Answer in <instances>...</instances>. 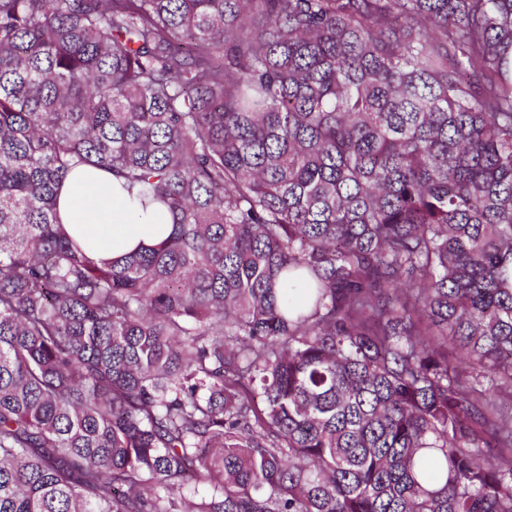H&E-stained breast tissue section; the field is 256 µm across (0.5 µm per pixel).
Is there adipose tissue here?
<instances>
[{
  "instance_id": "1",
  "label": "adipose tissue",
  "mask_w": 512,
  "mask_h": 512,
  "mask_svg": "<svg viewBox=\"0 0 512 512\" xmlns=\"http://www.w3.org/2000/svg\"><path fill=\"white\" fill-rule=\"evenodd\" d=\"M63 223L87 236L97 259H116L132 249L157 244L170 229L167 212H141L111 174L83 167L64 182L58 197Z\"/></svg>"
}]
</instances>
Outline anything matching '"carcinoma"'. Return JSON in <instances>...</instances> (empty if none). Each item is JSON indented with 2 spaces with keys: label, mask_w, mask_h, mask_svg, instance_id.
I'll return each instance as SVG.
<instances>
[{
  "label": "carcinoma",
  "mask_w": 512,
  "mask_h": 512,
  "mask_svg": "<svg viewBox=\"0 0 512 512\" xmlns=\"http://www.w3.org/2000/svg\"><path fill=\"white\" fill-rule=\"evenodd\" d=\"M0 512H512V0H0ZM58 212L64 224L88 237L95 259H117L138 246H153L172 224L166 211L136 210L114 176L92 167H82L65 180Z\"/></svg>",
  "instance_id": "1"
}]
</instances>
